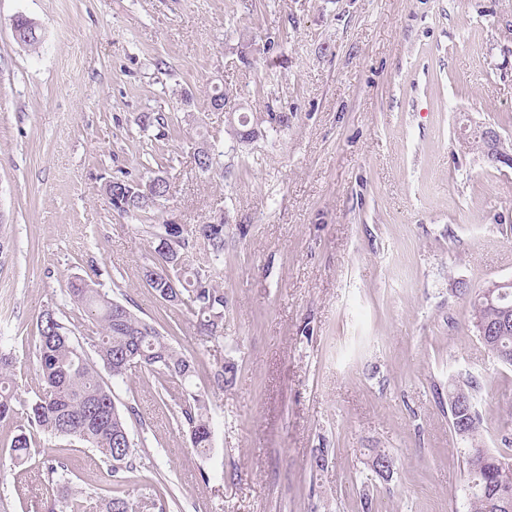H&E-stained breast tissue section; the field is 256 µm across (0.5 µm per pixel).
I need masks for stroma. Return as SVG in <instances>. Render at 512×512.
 <instances>
[{
    "mask_svg": "<svg viewBox=\"0 0 512 512\" xmlns=\"http://www.w3.org/2000/svg\"><path fill=\"white\" fill-rule=\"evenodd\" d=\"M19 14L41 25L36 47L15 41ZM217 84L263 137L235 142L209 104ZM157 112L172 122L143 126ZM478 125L512 137V0H0V336L15 392L41 390L36 317L69 312L81 277L191 356L209 401L203 455L160 401L163 375L100 370L139 412L133 490L150 512H366L365 498L367 512H467L449 376L477 378L482 445L512 459V368L483 348L468 298L512 280V168L467 144ZM202 139L216 171L195 163ZM151 170L169 198L114 211L105 183ZM170 218L224 225L220 261L189 256L219 270L220 342L143 279L152 227ZM14 434L0 424V512H48L59 454L90 496L115 490L94 449L41 437L21 466ZM376 448L391 474L364 467Z\"/></svg>",
    "mask_w": 512,
    "mask_h": 512,
    "instance_id": "obj_1",
    "label": "stroma"
}]
</instances>
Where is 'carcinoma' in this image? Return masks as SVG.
I'll return each instance as SVG.
<instances>
[{
    "label": "carcinoma",
    "mask_w": 512,
    "mask_h": 512,
    "mask_svg": "<svg viewBox=\"0 0 512 512\" xmlns=\"http://www.w3.org/2000/svg\"><path fill=\"white\" fill-rule=\"evenodd\" d=\"M208 224H198L185 231L180 256L202 241L215 259L224 256V229L210 236ZM168 225L153 234L150 248L152 264L143 268L148 288L162 301L184 306L196 318L198 336L205 343L224 334V289L214 278L205 284L198 281L199 271L189 270L185 261L159 249L161 236ZM71 310L69 323L90 322L96 327L91 337L93 353H88L72 336L58 311L46 308L36 318L39 333L36 343L38 373L43 382L42 394L32 401L22 400L10 391L15 361L3 351L8 338L0 337V423L12 421L20 413L25 422L16 426L10 448L15 460L25 464L31 459L36 435L43 434L65 446L81 444L96 449L109 463L110 476L136 470L137 451L130 437L128 419L137 415L135 408L122 411L116 405L112 390L100 380L98 365H103L117 380H125L134 372L162 373L184 386H189L196 369L193 359L172 346L150 322L128 305H122L120 319L112 317L116 301L102 293L96 284L84 279L70 283ZM498 304L480 296L470 299V321L475 330L496 324ZM485 349L495 358L512 367V334L493 336ZM235 363L221 365L214 372V382L222 388L233 382ZM463 389L469 398L479 390L476 379L448 381V394ZM455 435L465 430L463 440L470 448L463 461L468 476V512H512V463L490 452L479 443L482 421L474 404L461 412H450ZM175 417L189 436L192 447L202 454L212 447V416L200 394L188 392L177 403ZM49 486L66 485V494L57 500L58 512H91V496L83 494L68 473L63 457L50 468ZM139 505L130 495H114L101 502V512H138Z\"/></svg>",
    "instance_id": "carcinoma-1"
}]
</instances>
